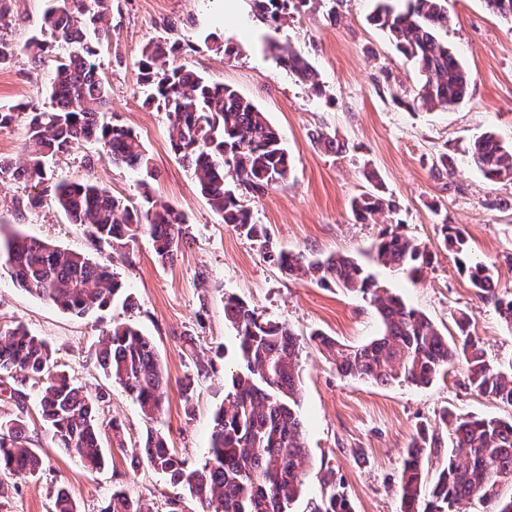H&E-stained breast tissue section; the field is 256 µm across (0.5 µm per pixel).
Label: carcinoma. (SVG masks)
Instances as JSON below:
<instances>
[{
  "mask_svg": "<svg viewBox=\"0 0 512 512\" xmlns=\"http://www.w3.org/2000/svg\"><path fill=\"white\" fill-rule=\"evenodd\" d=\"M42 30L67 45L56 59L49 86L52 107L0 105V128L25 117L28 133L25 164L0 159V178L33 181L42 186L27 199L26 208L38 207L49 197L73 223L84 227L93 242L113 250L132 242L143 231L154 243L156 261L174 262L189 236L185 216L158 200L151 188L155 169L148 150L130 129L108 117L109 88L98 72L95 44L102 34L99 23L107 0H48ZM313 0H254V9L272 23L289 9L305 8ZM448 0H379L373 22L385 30L398 52L412 61L422 81L407 102L415 109H447L467 94L468 77L439 31L448 27ZM280 62L314 92L320 91L317 73L303 54L275 46ZM179 46L155 42L142 52L141 79L154 91L152 100L168 112L170 142L175 155L193 171L200 192L224 223L264 249L265 258L279 269L320 284H334L349 292L368 295L382 324L379 336L366 344L345 348L319 331L311 333L344 375L381 384L427 385L455 359L464 362L469 387L476 393L512 405V369L502 371L485 357L481 338L469 330L470 315L456 318L458 339L449 345L440 329L422 312L390 295L365 272L357 258L342 254L307 256L275 251L266 228L252 222L239 204L235 188L262 195L288 179V152L277 131L249 99L232 88L209 85L183 64L167 63ZM25 51L40 63L50 46L33 40L23 47L0 40V67ZM88 140L100 141L112 164L142 175L141 202L128 206L94 182H49L44 160L68 152ZM470 161L486 179L512 181V143L493 133L474 141ZM383 208V199L362 194L351 202L355 220L367 223ZM444 241L460 254L465 238L459 228L442 225ZM8 273L18 287L62 311L91 315L107 308L121 284L109 266L86 256L44 243L24 234L0 238ZM375 261L385 267L413 273L427 260L426 249L397 232L380 235L374 245ZM472 287L489 299L502 322L512 329V298L490 289L491 267L482 261L457 259ZM224 319L238 339L240 364L214 417L209 456L190 468L169 447L154 423L161 417L169 391V378L152 340L133 324L115 322L99 339L98 361L106 377L121 385L139 405L146 431L138 459L162 473L183 496L196 501L202 512H290L300 495L302 474L309 457L299 412L302 346L287 325L265 320L239 298L224 301ZM205 364L181 384L190 398ZM40 385V412L59 447L91 470L105 466L104 444L125 447L123 431L114 422L101 421L96 405L76 379L61 369L45 340L16 326L0 331V396L15 400L17 412L0 415V490L4 480L34 476L42 459L30 446L23 392L18 386ZM451 426L453 447L462 456L451 459L432 484H427L424 459L441 452L439 440L420 433L407 448L400 474L402 512H459V504L473 498L485 512H512V495L500 493L512 484V419L442 415ZM53 512H79L69 490L54 493ZM102 512H151L150 508L115 489ZM317 512H352L346 498L332 493Z\"/></svg>",
  "mask_w": 512,
  "mask_h": 512,
  "instance_id": "1",
  "label": "carcinoma"
}]
</instances>
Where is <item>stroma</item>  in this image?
Here are the masks:
<instances>
[{
  "instance_id": "1",
  "label": "stroma",
  "mask_w": 512,
  "mask_h": 512,
  "mask_svg": "<svg viewBox=\"0 0 512 512\" xmlns=\"http://www.w3.org/2000/svg\"><path fill=\"white\" fill-rule=\"evenodd\" d=\"M44 0H11L0 37L21 45L43 38ZM377 0H319L305 13L272 24L251 0H111L97 43L96 61L110 92L112 120L134 131L156 170V196L185 213L190 235L169 265L154 259L153 241L139 234L129 247L97 250L83 227L70 223L51 200L35 209L18 202L39 191L34 183L0 182V235L13 232L110 261L136 301H114L93 315L77 317L16 288L0 263V328L23 325L45 340L53 357L90 393L106 392L102 420H119L127 446L107 451L103 470L89 471L58 448L43 423L37 387L24 385L31 445L43 458L39 477L19 480L0 497V512H51L52 491L64 482L80 512H101L113 488L171 512L177 491L147 464H134L145 423L125 389L107 379L95 351L106 328L131 322L150 336L170 380L162 429L169 446L189 467L202 466L213 417L224 400L237 360L238 342L224 321V298L235 295L261 317L284 323L304 342L300 412L310 459L301 496L291 512H315L332 491L344 493L354 512H401L398 475L420 430L438 434L450 453L444 411L459 416L512 418V406L474 393L462 365L426 386L382 385L340 375L309 342L320 331L345 346L362 345L381 332L369 298L336 286L297 280L265 259L260 245L225 224L200 195L191 171L170 149L167 113L147 100L138 61L148 44L180 41L179 63L206 80L237 90L278 130L291 160L287 181L256 196L239 191L254 223L265 225L273 248L294 253H343L364 259L386 229L416 239L432 254L416 275L366 261L380 285L426 314L445 336H454L459 311L472 316L490 363L512 365V330L492 302L482 299L446 249L442 223L459 225L469 257L494 267L500 294H512V183H493L471 165L468 150L482 133L512 142V23L485 0H449L451 20L440 37L468 72L467 96L448 110H410L401 105L421 75L372 21ZM302 50L319 74L321 94L299 82L269 51V42ZM53 63L18 54L0 68V105L26 102L50 108ZM335 139L330 149L318 134ZM448 156L453 172L437 171ZM48 177L95 182L136 205L140 174L112 165L101 143L85 142L45 164ZM375 172L376 182L365 179ZM379 190L389 209L374 221L354 220V196ZM192 343H185V335ZM211 363L209 376L191 400L179 382L196 363Z\"/></svg>"
}]
</instances>
